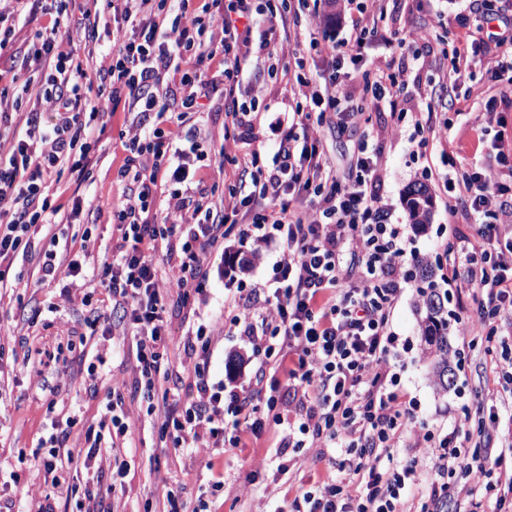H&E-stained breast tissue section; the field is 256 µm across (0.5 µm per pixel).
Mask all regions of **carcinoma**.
<instances>
[{
    "mask_svg": "<svg viewBox=\"0 0 512 512\" xmlns=\"http://www.w3.org/2000/svg\"><path fill=\"white\" fill-rule=\"evenodd\" d=\"M407 204L413 224L423 227L430 223L431 197L426 187L420 185L411 189ZM417 311L421 346L430 359L433 382L438 391L446 393L454 385L455 374L448 364V315L443 297L434 288L420 289Z\"/></svg>",
    "mask_w": 512,
    "mask_h": 512,
    "instance_id": "1",
    "label": "carcinoma"
}]
</instances>
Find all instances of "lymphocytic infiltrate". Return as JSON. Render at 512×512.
Masks as SVG:
<instances>
[{"mask_svg": "<svg viewBox=\"0 0 512 512\" xmlns=\"http://www.w3.org/2000/svg\"><path fill=\"white\" fill-rule=\"evenodd\" d=\"M280 0H207L188 10L187 0L167 8L165 0H112L115 26L112 45L103 54L100 81L112 86V99L128 98L143 116L126 132L129 152L122 176L132 184L110 205L118 233L111 260L103 262L97 284L122 312L130 334L135 369L143 381L148 413L158 414L162 435L177 446L206 452L237 447L241 433L258 437L269 422H280L279 400L264 391L274 346L287 344L293 362L286 372L288 409L299 419L285 429L281 447H297L305 436L311 447L343 456L347 477L329 473L303 496V506L290 512H401L416 490L421 473L431 476L429 493L418 495V512H431L440 501L464 505L465 512H512V442L500 448L488 442L497 430L498 411H491L476 429L461 414L448 427L417 421L391 375L393 338L387 331L400 285L410 269L429 264L390 221L379 192L381 155L367 143L357 148L354 174L341 180L321 145L324 112L354 111L341 80L345 65H358L372 42L382 40V0H357L351 31L340 40L310 38L315 55L330 60L333 71L316 84L305 58L295 60L290 92L294 111H268V127L277 138L271 164L260 150L236 152L239 131L251 126L255 106L240 102L237 78L244 65L269 58L270 42L256 39L262 19L289 24L299 18L307 0L281 9ZM50 28L38 32L35 59L50 70L39 95L41 111L11 112L0 96V285L7 284L18 256L36 254L42 277L61 279L62 297L85 281L86 253L48 247L32 252L31 237L49 223L56 210L48 183L61 167L84 173L90 162L93 122L111 117L103 100L80 94L87 74L75 64L74 41L96 35L97 8L86 9L77 27L64 26L67 0H52ZM217 62L224 78L216 86L202 70ZM222 88L234 130L225 134L222 154L232 156L249 185H233L216 206H204L194 194L171 198L161 223L146 214L160 177L185 179L171 166L172 149L180 140L184 108ZM506 172L489 164L444 181L450 207H464L476 221V237L442 244L453 269L462 270L472 290L473 307L455 316L461 336L484 333V352L497 356L505 347L503 326H512V225L501 223L494 205ZM251 217L239 230L242 242L255 246L281 241L276 261L279 283L273 296L259 289H239L231 302L232 325L249 337L258 361L256 386L243 393H225L208 377L210 337H202L189 365L196 394L182 400L172 373L169 351L172 326L166 317L171 289L186 290L198 277L210 253L224 239V224L239 212ZM349 242L362 255L359 280L343 284L336 249ZM180 250L182 259L167 265L161 246ZM265 410H258L257 399ZM232 407V425L224 423ZM79 415L51 422L35 457V484L61 488V459L90 462L102 453L103 439L120 447L129 432L113 403H106L95 423L86 426L76 451L64 452L70 428ZM400 448L422 449V456L398 458Z\"/></svg>", "mask_w": 512, "mask_h": 512, "instance_id": "1", "label": "lymphocytic infiltrate"}]
</instances>
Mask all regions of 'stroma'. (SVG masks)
Instances as JSON below:
<instances>
[{
  "label": "stroma",
  "mask_w": 512,
  "mask_h": 512,
  "mask_svg": "<svg viewBox=\"0 0 512 512\" xmlns=\"http://www.w3.org/2000/svg\"><path fill=\"white\" fill-rule=\"evenodd\" d=\"M464 0H398L390 17L380 27L387 33L405 36L408 31L429 22L439 40L448 44L449 55L444 59L432 56L414 57L412 52L398 53L383 48L371 50L369 62L391 69L402 68L406 80L396 93L400 110L405 113L401 133L389 136L396 122L388 104L367 108L364 122L339 130L333 113L324 117L323 146L329 161L337 169H345L357 144L365 136L385 133L383 142L384 202L388 205L392 223L401 226L420 251L436 248L446 239L474 238L475 226L464 213H449L446 197L436 177L422 174L421 163L411 162V135L416 120L432 119L447 122L448 139L454 150V168L462 170L492 160L493 147L499 134L512 137V84L491 81L480 63L470 62L457 80L453 109L429 113L430 92L434 80L451 71L457 62V50L466 40V31L456 21L464 10ZM316 25L302 27L298 39L292 40L293 54L308 53L310 37L340 38L350 25L337 19L332 0H318ZM50 22L44 12L21 15L15 21V37L9 52L0 58V89L20 96L23 111L38 108L31 92L40 88L47 69L30 58L28 50L33 34ZM114 26L112 11L100 10L96 41L78 45L76 53L90 79H97L102 52L108 46ZM243 101L256 100L272 108H280L288 87L280 75L248 65L239 76ZM494 109H487V101ZM117 115L108 121L91 148L92 167L83 178H76L69 169L55 177L49 195L61 211L49 225L50 234L60 241L80 240L85 229H92L89 244V267L99 266L112 256V226L109 205L123 190L125 180L119 168L126 154L121 132L127 108L116 102ZM224 97L213 94L200 111L187 115L184 130L187 141L181 142L178 159L188 179L185 184L161 181L158 184L154 212L164 210L168 199L183 194L185 189L202 194L205 201L219 202L233 172V165L220 156L224 125ZM424 185L432 196L431 221L426 230L411 223L406 206L409 189ZM283 247L274 242L260 252L257 259L244 269H228L220 254H213L205 278L196 280L189 303H181L170 295L167 315L172 322L170 350L184 358L185 345L195 338L199 326L210 324L218 316L228 317L225 304L242 287H258L272 292L274 264ZM22 278L11 287L0 289V476L17 475L16 484L0 488V501L9 503L13 512H22L23 495L30 486L35 469L33 453L43 434L47 402L41 391L43 383L55 382L57 372L68 380L55 398L60 407L81 404L85 419H92L112 390L113 378L123 379L122 396L130 413V441L135 461L126 478V492L100 498L101 512H166L167 492H174L182 512H287L293 501L301 499L310 485L322 479L331 467L327 451L308 446L281 449L280 428L269 425L261 437L244 436L240 447L218 448L212 453L188 455L173 447L171 439L161 438L160 422L140 404L139 387L133 372L134 356L128 349H116L110 373L90 379L86 367L70 359L67 340L86 336L88 350H96L104 339L89 335L86 325L87 307L80 301H63L59 283L41 278L36 261L21 263ZM420 278H412L402 288L395 301L387 327L395 336L397 373L403 401L410 403L418 419L434 426H447L455 412L468 409L472 421L487 416L492 402L512 401V384L499 379L495 364L482 348L465 349L462 337L449 333L451 349L464 350L465 362L455 371V383L448 393L434 388L428 360L420 356L419 318L415 310ZM42 310L43 318L33 319L34 310ZM252 350L239 328L226 326L215 335L209 354V374L212 383L225 388H250L254 384L255 362ZM263 463V479L267 496L253 501L246 495L249 473L254 463ZM223 475V489H215V475Z\"/></svg>",
  "instance_id": "1"
}]
</instances>
